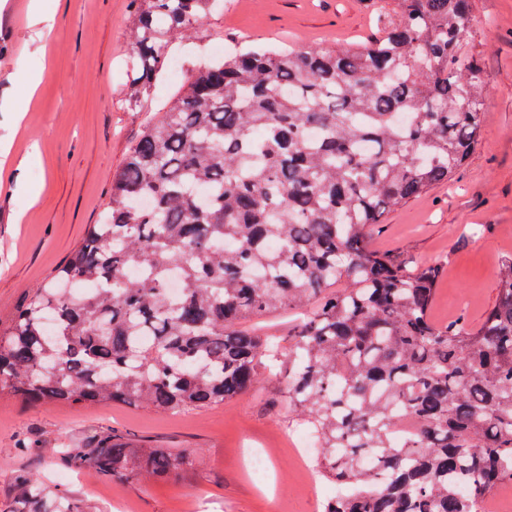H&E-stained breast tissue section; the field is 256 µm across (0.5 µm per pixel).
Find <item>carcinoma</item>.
<instances>
[{"mask_svg": "<svg viewBox=\"0 0 512 512\" xmlns=\"http://www.w3.org/2000/svg\"><path fill=\"white\" fill-rule=\"evenodd\" d=\"M216 2L133 0L129 102ZM380 3L364 46L250 50L193 73L113 173L101 222L0 329V394L205 410L278 362L319 473L347 488L325 512H478L512 480V256L469 328L430 317L441 268L368 244L474 145L489 89L464 52L471 2ZM279 311L298 315L285 353L244 326ZM403 419L414 432L395 444ZM65 458L141 484L192 452L105 435ZM14 480L42 497L34 475Z\"/></svg>", "mask_w": 512, "mask_h": 512, "instance_id": "cac0c4a2", "label": "carcinoma"}]
</instances>
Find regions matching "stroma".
<instances>
[{
    "mask_svg": "<svg viewBox=\"0 0 512 512\" xmlns=\"http://www.w3.org/2000/svg\"><path fill=\"white\" fill-rule=\"evenodd\" d=\"M472 50L489 97L467 162L449 182L388 213L370 237L408 269L443 268L431 318L477 323L496 298L494 274L512 253V0H472ZM131 0H0V322L43 286L98 223L119 169L179 81L161 74L138 108L126 103L133 61ZM377 31L370 0H222L191 36L173 41L183 76L221 55L256 48L340 49ZM39 72L29 89L18 67ZM39 187L30 199L22 185ZM282 378L264 375L223 405L176 415L133 406H72L0 397V512H23L13 483L31 471L51 491L90 512H324L336 485L305 483L293 446L303 425L276 406ZM193 449L177 477L142 485L70 469L66 448L93 433ZM265 450L271 479L260 485L244 451Z\"/></svg>",
    "mask_w": 512,
    "mask_h": 512,
    "instance_id": "stroma-1",
    "label": "stroma"
}]
</instances>
